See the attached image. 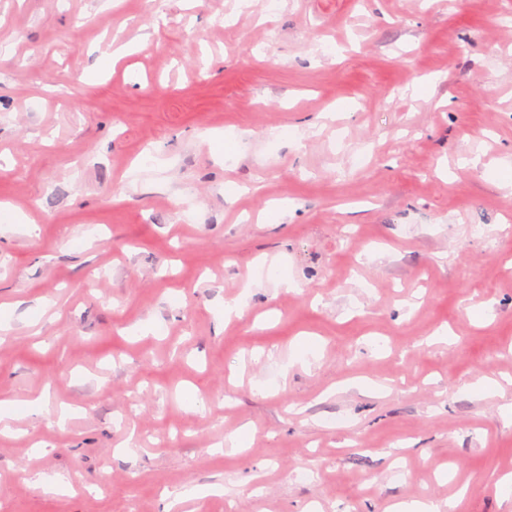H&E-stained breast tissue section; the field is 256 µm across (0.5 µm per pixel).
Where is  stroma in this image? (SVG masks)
I'll return each instance as SVG.
<instances>
[{"label":"stroma","instance_id":"obj_1","mask_svg":"<svg viewBox=\"0 0 512 512\" xmlns=\"http://www.w3.org/2000/svg\"><path fill=\"white\" fill-rule=\"evenodd\" d=\"M504 158L512 0H0V512H512Z\"/></svg>","mask_w":512,"mask_h":512}]
</instances>
